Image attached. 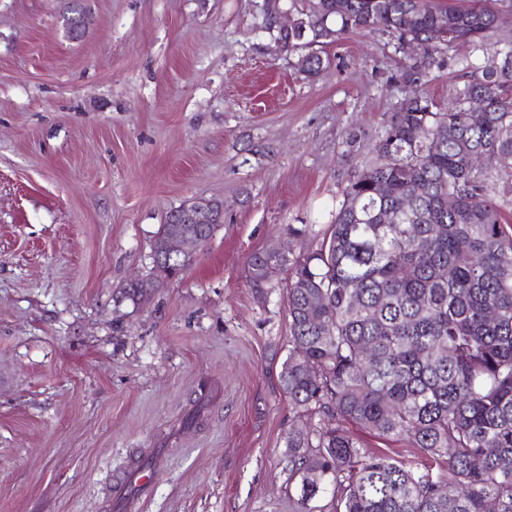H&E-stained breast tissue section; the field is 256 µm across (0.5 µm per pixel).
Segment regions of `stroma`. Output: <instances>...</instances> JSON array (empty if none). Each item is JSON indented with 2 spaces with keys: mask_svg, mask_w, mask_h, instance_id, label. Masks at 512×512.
<instances>
[{
  "mask_svg": "<svg viewBox=\"0 0 512 512\" xmlns=\"http://www.w3.org/2000/svg\"><path fill=\"white\" fill-rule=\"evenodd\" d=\"M67 2L0 0V512H296L288 269L248 258L321 243L406 94L396 41L347 34L311 78L257 0H86L78 40ZM211 198L192 263L125 299L166 212ZM138 469L150 497L114 506Z\"/></svg>",
  "mask_w": 512,
  "mask_h": 512,
  "instance_id": "35a3bbf8",
  "label": "stroma"
}]
</instances>
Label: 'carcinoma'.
<instances>
[{
	"instance_id": "carcinoma-1",
	"label": "carcinoma",
	"mask_w": 512,
	"mask_h": 512,
	"mask_svg": "<svg viewBox=\"0 0 512 512\" xmlns=\"http://www.w3.org/2000/svg\"><path fill=\"white\" fill-rule=\"evenodd\" d=\"M497 2L307 0L286 31L259 4V32L301 52L309 77L325 67L316 47L357 31L397 39L408 58L400 83H426L435 54L458 40L475 52L454 61L465 80L448 108L419 91L400 102L316 249L250 258L256 283L271 262L290 271L292 349L280 383L305 417L286 441L297 512L328 495L330 512H512V224L502 217L512 189L469 166L479 152L512 157V47L485 55ZM67 13L68 34L82 37L83 0H69ZM475 97L485 111H469ZM474 195L483 206H471ZM213 206L215 222L204 226L181 206L167 212L152 274L172 278L191 264L155 259L176 232L209 241L224 222L221 202ZM346 422L412 440L448 478L367 452Z\"/></svg>"
}]
</instances>
